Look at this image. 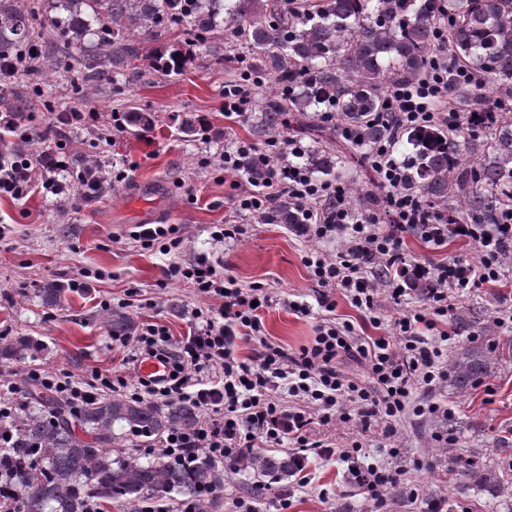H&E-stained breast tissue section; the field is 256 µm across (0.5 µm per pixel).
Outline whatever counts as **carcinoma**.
<instances>
[{"label":"carcinoma","mask_w":512,"mask_h":512,"mask_svg":"<svg viewBox=\"0 0 512 512\" xmlns=\"http://www.w3.org/2000/svg\"><path fill=\"white\" fill-rule=\"evenodd\" d=\"M448 31V98L474 116L470 125L410 127L388 113L386 86L422 76L439 53V30ZM36 51L39 66L21 62ZM143 61L164 76L187 66L248 70L261 83L254 134L268 140L287 128L303 137L336 138V153L358 163L371 147L391 140L403 153L406 181L428 205L445 206L463 224H490L496 207L512 198V0H0V93L5 109L23 117L41 95L29 75L51 74L74 91L104 86L115 92ZM481 74L464 82L457 70ZM334 112L336 122L321 113ZM40 138L62 145L81 127V115L58 112ZM126 124L149 132L157 117L143 109L126 113ZM350 127L355 137L343 136ZM12 127L0 128L5 164L24 154ZM301 161L318 177L336 175L339 158L319 147ZM112 159L80 158L64 178L79 189L86 206L98 192L85 188L91 171L100 176ZM349 203L371 207L376 194L349 184ZM264 224H299L301 216L280 196ZM64 289H38L57 307ZM112 337L135 334L138 320L115 310L106 319ZM42 345L26 337H0V364L34 356ZM489 356L463 348L451 364L453 384L464 389L486 374ZM22 399L0 444V481L15 490L0 512H86L91 500L127 507L144 498L173 494L201 500L202 512L224 488V463L199 451L176 461L112 456L115 429L159 442L172 429L189 432L200 419L192 401L151 404L127 397H97L74 413L66 400L38 385L19 381ZM290 450L248 451L232 464L266 482L246 489L262 494L304 466ZM459 487L494 495L496 475L461 463Z\"/></svg>","instance_id":"obj_1"}]
</instances>
